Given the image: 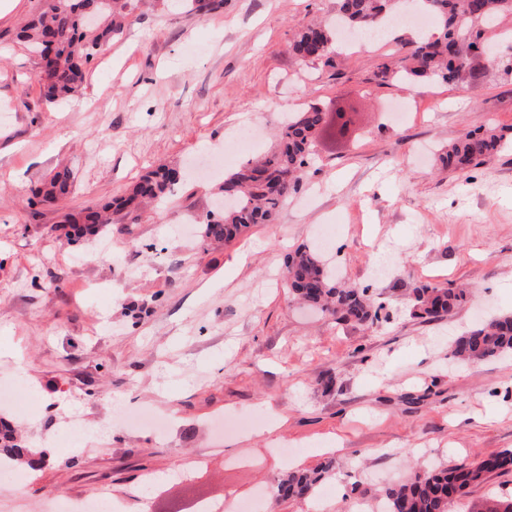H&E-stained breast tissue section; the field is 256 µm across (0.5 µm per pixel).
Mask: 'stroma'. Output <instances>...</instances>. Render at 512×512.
Segmentation results:
<instances>
[{
	"mask_svg": "<svg viewBox=\"0 0 512 512\" xmlns=\"http://www.w3.org/2000/svg\"><path fill=\"white\" fill-rule=\"evenodd\" d=\"M42 5L20 0L0 18V384L17 394L0 416L48 454L41 470L15 469L14 496L100 492L128 512H183L332 459L315 499L321 512H352L408 479L415 460L453 466L512 449V357L448 365L458 334L512 311V151L457 171L417 155L479 127L512 130V74L480 58L475 83H384V40L332 67L299 63L289 41L333 18L336 0H224L207 14L137 0L83 90L49 104L17 38ZM401 98L412 111L396 124ZM312 105L346 108L354 124L316 143L276 223L229 245L180 234L223 181L197 171L164 209L67 244L62 209L121 196L158 165L223 154L253 131L235 169L271 149L286 113ZM64 166L76 173L70 195L31 203ZM300 247L339 285L384 301L388 319L289 301L282 275ZM458 284L472 299L443 321L410 316V288ZM74 412L70 434L62 420ZM176 469L193 481L170 479ZM149 476L161 484L150 496ZM510 492L512 472L494 474L456 507L487 512Z\"/></svg>",
	"mask_w": 512,
	"mask_h": 512,
	"instance_id": "1",
	"label": "stroma"
}]
</instances>
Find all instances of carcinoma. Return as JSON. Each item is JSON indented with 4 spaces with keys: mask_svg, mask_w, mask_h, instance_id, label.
<instances>
[{
    "mask_svg": "<svg viewBox=\"0 0 512 512\" xmlns=\"http://www.w3.org/2000/svg\"><path fill=\"white\" fill-rule=\"evenodd\" d=\"M133 0H44L41 11L18 34L38 58L37 81L41 97L55 103L75 96L85 79V65L109 38L123 34ZM411 6L435 19L433 32L414 41H395L404 53L392 67L383 62L378 77L384 82L412 85L421 79L456 83L465 71L471 52L487 47L485 31L500 16L512 14V0H336V20L353 31L382 27ZM302 62H333L337 32L325 26L302 29L290 45ZM318 107L294 112L277 136L272 150L224 176L220 187L228 201L218 205L202 221V237L229 243L254 224H273L284 201L302 182L310 148L332 118ZM509 146L493 128L467 131L445 146L438 160L456 170L488 158ZM72 171L64 167L33 191L41 204H55L67 194ZM183 180L176 167L162 166L145 175L123 196L104 204L88 205L77 213L63 214L70 243L76 244L108 224H137L143 205L165 204ZM288 290L309 305L358 323L380 321L385 309L367 295L365 288H342L325 262L300 248L287 257ZM466 288L425 286L409 289L410 315L436 321L468 300ZM512 354V313L494 316L458 336L450 355L465 362L494 360ZM47 453L33 447L15 431L0 430V460L21 462L39 470ZM333 470V463L291 471L271 484V497L311 498ZM512 471V450L484 456L468 465L419 469L405 482L387 487L382 512H449L451 505L470 488L483 484L489 475Z\"/></svg>",
    "mask_w": 512,
    "mask_h": 512,
    "instance_id": "cac0c4a2",
    "label": "carcinoma"
}]
</instances>
